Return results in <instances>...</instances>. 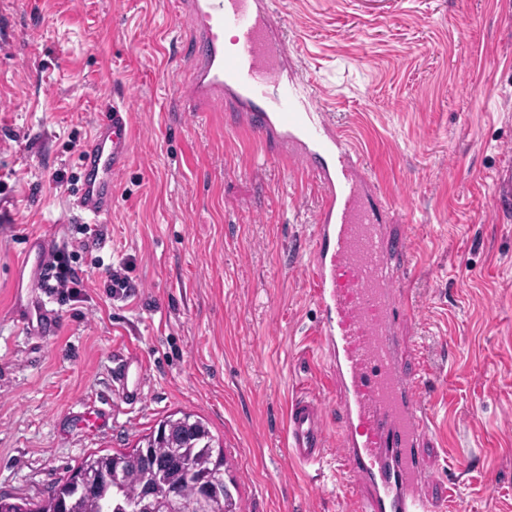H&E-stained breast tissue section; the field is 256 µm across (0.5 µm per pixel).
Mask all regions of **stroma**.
Instances as JSON below:
<instances>
[{
	"label": "stroma",
	"instance_id": "35a3bbf8",
	"mask_svg": "<svg viewBox=\"0 0 512 512\" xmlns=\"http://www.w3.org/2000/svg\"><path fill=\"white\" fill-rule=\"evenodd\" d=\"M288 63L387 191L413 261L421 453L448 512H512V0H274ZM171 0H0V496L37 501L91 454L166 416L201 418L243 512H346L335 465L286 452L289 400L322 376L303 266L320 203L300 169L215 112H182L194 58ZM129 100L132 159L111 216L82 232L76 158ZM65 251L78 297L49 295L35 342L11 303L28 234ZM130 296L112 294L111 272ZM141 353L144 396L112 394ZM145 380L143 359L136 352L123 353L112 368V391L128 405L142 399Z\"/></svg>",
	"mask_w": 512,
	"mask_h": 512
}]
</instances>
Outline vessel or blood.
I'll use <instances>...</instances> for the list:
<instances>
[{
    "label": "vessel or blood",
    "mask_w": 512,
    "mask_h": 512,
    "mask_svg": "<svg viewBox=\"0 0 512 512\" xmlns=\"http://www.w3.org/2000/svg\"><path fill=\"white\" fill-rule=\"evenodd\" d=\"M174 8L188 21L195 48L196 65L179 87L184 110L225 112L267 154L299 166L320 192L304 272L319 312L316 334L327 375L288 405L289 455L306 466L320 464L327 416L336 412V461L348 478L352 512H446L423 491L431 475L420 448L434 415L400 332L401 315L412 310L394 289L410 256L406 238L392 235L374 180L318 105L310 81L289 72L272 0H175ZM133 140L128 102L97 116L77 157L80 219L94 223L111 215L113 183L130 162ZM48 254L44 236L28 235L12 276L15 318L39 338L54 323L40 296ZM145 380L141 356L123 353L112 369L115 395L137 404ZM329 389L335 400H327Z\"/></svg>",
    "instance_id": "1"
}]
</instances>
